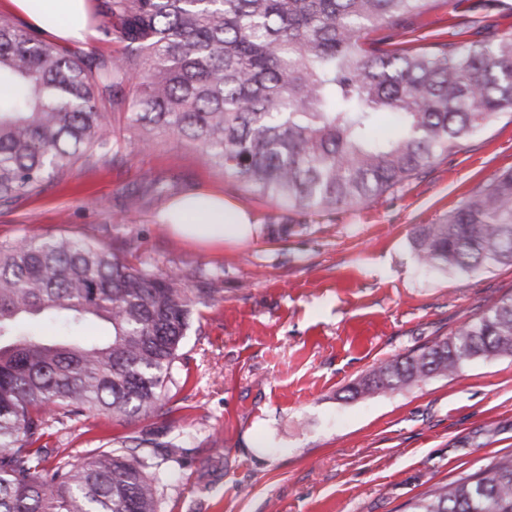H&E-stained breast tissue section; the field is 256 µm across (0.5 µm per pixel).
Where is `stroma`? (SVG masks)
Wrapping results in <instances>:
<instances>
[{
	"instance_id": "35a3bbf8",
	"label": "stroma",
	"mask_w": 512,
	"mask_h": 512,
	"mask_svg": "<svg viewBox=\"0 0 512 512\" xmlns=\"http://www.w3.org/2000/svg\"><path fill=\"white\" fill-rule=\"evenodd\" d=\"M512 33V0H436L390 46ZM122 154L76 164L37 196L0 205V240L65 235L174 272L209 296L181 348L188 382L172 418L102 415L53 425L47 444L73 457L134 432L180 431L186 452L166 465L161 512H407L423 494L512 453V356L476 359L449 377L349 398L378 361L449 336L512 295V265L476 274L430 271L422 227L512 170V117L377 198L319 214L258 198L191 144L156 133L142 147L113 116ZM157 176L186 191L223 193L254 218V235L194 246L158 220L160 202L127 195Z\"/></svg>"
}]
</instances>
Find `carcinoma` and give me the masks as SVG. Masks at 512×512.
<instances>
[{"instance_id":"cac0c4a2","label":"carcinoma","mask_w":512,"mask_h":512,"mask_svg":"<svg viewBox=\"0 0 512 512\" xmlns=\"http://www.w3.org/2000/svg\"><path fill=\"white\" fill-rule=\"evenodd\" d=\"M433 0H99L120 57L88 59L0 13V204L37 195L105 149L108 113L141 142L186 140L248 190L319 213L403 185L476 130L512 115V34L461 46L383 48ZM153 195H182L159 180ZM421 263L512 264V171L416 240ZM199 288L61 236L0 242V512H159L161 461L183 448L128 436L44 465L66 419L169 415ZM94 321L111 329L89 338ZM512 356V296L451 335L380 362L350 397L394 393ZM163 447L158 453L157 447ZM410 512H512V453L435 486Z\"/></svg>"}]
</instances>
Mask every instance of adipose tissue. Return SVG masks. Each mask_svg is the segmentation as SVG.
Returning <instances> with one entry per match:
<instances>
[{
	"mask_svg": "<svg viewBox=\"0 0 512 512\" xmlns=\"http://www.w3.org/2000/svg\"><path fill=\"white\" fill-rule=\"evenodd\" d=\"M5 6L62 45L92 34L94 0H5ZM160 219L176 236L203 246L246 240L255 228L244 209L226 205L223 195L212 191L187 194Z\"/></svg>",
	"mask_w": 512,
	"mask_h": 512,
	"instance_id": "1",
	"label": "adipose tissue"
}]
</instances>
